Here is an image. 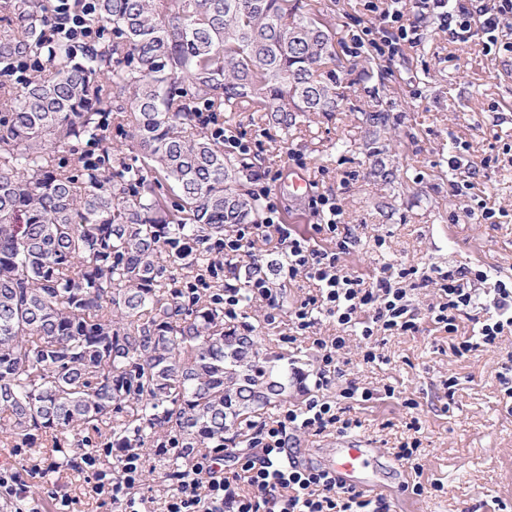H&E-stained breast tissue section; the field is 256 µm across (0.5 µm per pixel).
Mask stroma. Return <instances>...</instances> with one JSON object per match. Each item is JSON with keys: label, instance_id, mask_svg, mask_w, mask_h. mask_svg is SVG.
<instances>
[{"label": "stroma", "instance_id": "35a3bbf8", "mask_svg": "<svg viewBox=\"0 0 512 512\" xmlns=\"http://www.w3.org/2000/svg\"><path fill=\"white\" fill-rule=\"evenodd\" d=\"M335 37L337 49L354 73L382 71L381 87L360 82L348 85L344 111L325 118L314 116L290 133H282L248 109L225 113V129L242 135L259 151L263 166L282 172L274 186L283 204L282 221L296 232L310 234L312 216L303 197L289 182L304 173L317 191L333 190L344 223L356 226L360 238L345 257L346 268L371 278L375 268L390 262L421 269L485 265L512 276V54L489 58L480 40L453 43L447 30L427 23L418 45L405 47L403 56L354 58L349 47L353 33L378 24L377 13L365 0H317ZM388 110L396 128L383 156L396 179L386 184L370 175L373 163L364 143L369 134L362 114L374 103ZM302 154L297 168L291 154ZM463 154L478 162L492 158L487 183L470 193L450 191L448 158ZM491 195L508 212L497 224H454L451 212L475 207L477 197ZM384 245H376V237ZM307 282L287 283L277 295L275 326L263 321L261 309H244L263 348L280 355V366L307 378L316 372V351L310 343L284 342L288 314L309 293ZM476 320V319H475ZM475 320L461 317L455 332L423 323L419 332L388 336L379 341L381 356L364 362L361 342L352 339L346 367L348 380L362 388L395 387L394 397L356 406L361 423L356 437L393 456L401 443L419 440L422 474L404 471L395 498L409 512H512V399L498 375L512 355V335L499 347L458 355L456 348L473 336ZM455 378L454 392L444 382ZM414 408H407V401ZM55 448H29L14 455L0 446V463L13 464L35 493L40 512H52L50 495L68 493L75 512H115L99 507L90 484L74 466L60 465ZM146 473L138 494L145 512H162L163 498L176 485L175 454H146ZM421 483L414 494L412 483Z\"/></svg>", "mask_w": 512, "mask_h": 512}]
</instances>
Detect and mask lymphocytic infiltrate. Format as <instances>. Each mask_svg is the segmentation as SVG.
<instances>
[{
    "instance_id": "1",
    "label": "lymphocytic infiltrate",
    "mask_w": 512,
    "mask_h": 512,
    "mask_svg": "<svg viewBox=\"0 0 512 512\" xmlns=\"http://www.w3.org/2000/svg\"><path fill=\"white\" fill-rule=\"evenodd\" d=\"M410 12L393 5L380 29L368 28L353 35L351 54L360 58L369 52L396 55L403 46L419 42L417 19L443 26L452 42L480 37L484 55L512 53V43H499L501 26L512 22V0H497L487 8L485 0H409ZM54 31L75 46L88 48L100 37L95 17V0H50ZM278 172L267 169L253 180V193L264 204L259 224L239 225L235 233L213 242L214 254L222 259L219 272L226 283L219 299L224 305V320L232 324L242 314L245 301L269 303L274 290L262 278L250 280L246 287L232 284L235 262L248 255L257 242H276L286 257L289 280L312 282L315 292L289 315L288 338L310 336L319 355L315 386L301 406L283 408L272 421L255 422L248 444L242 448L224 447L199 450L180 448L175 439L160 442L156 454L179 451L188 461L175 492L165 500V512H390L383 499L372 500L362 492L340 487L328 473L302 467L290 461L300 433L319 435L333 430L347 435L360 422L353 418L354 404L372 400L374 392L350 383L338 395L328 389L345 375L346 351L351 336L366 339L363 360L376 362L378 355L370 339L375 333L386 336L413 334L420 329L418 313L412 307L404 281L412 278L407 268L382 264L371 281L350 273L343 264L354 242L351 228L342 222V208L335 192L325 191L310 198L308 205L318 221L311 235L295 233L283 224L277 196L271 184ZM422 285L436 283L441 300L431 306L425 318L448 332L455 331L463 314L476 310L482 298L480 287L492 283L497 297V316L484 319L476 336L457 348L464 354L479 348L497 347L504 333H512V280L492 279L485 268L459 267L438 271L436 276L421 275ZM336 321L341 329L334 337L316 336L321 318ZM115 457L113 470L103 461ZM80 468L91 473L92 492L99 505H114L121 512H141L142 499L137 489L142 482L146 458L138 451L123 448L82 453Z\"/></svg>"
}]
</instances>
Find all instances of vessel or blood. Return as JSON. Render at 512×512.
<instances>
[{"label": "vessel or blood", "instance_id": "b4317fda", "mask_svg": "<svg viewBox=\"0 0 512 512\" xmlns=\"http://www.w3.org/2000/svg\"><path fill=\"white\" fill-rule=\"evenodd\" d=\"M335 475L337 482L357 490H378L391 480L393 470L379 449L369 447L358 437L340 440L320 461Z\"/></svg>", "mask_w": 512, "mask_h": 512}]
</instances>
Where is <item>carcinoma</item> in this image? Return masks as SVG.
Segmentation results:
<instances>
[{
  "label": "carcinoma",
  "instance_id": "carcinoma-1",
  "mask_svg": "<svg viewBox=\"0 0 512 512\" xmlns=\"http://www.w3.org/2000/svg\"><path fill=\"white\" fill-rule=\"evenodd\" d=\"M89 50L41 31L48 0H0V431L15 447L222 448L288 398V373L224 305L179 292L232 224H255L258 161L222 112L288 130L345 100V66L303 0H96ZM129 128L128 162L105 117ZM381 154L391 129L364 113ZM190 248H185V244ZM273 274L252 258L246 278Z\"/></svg>",
  "mask_w": 512,
  "mask_h": 512
}]
</instances>
